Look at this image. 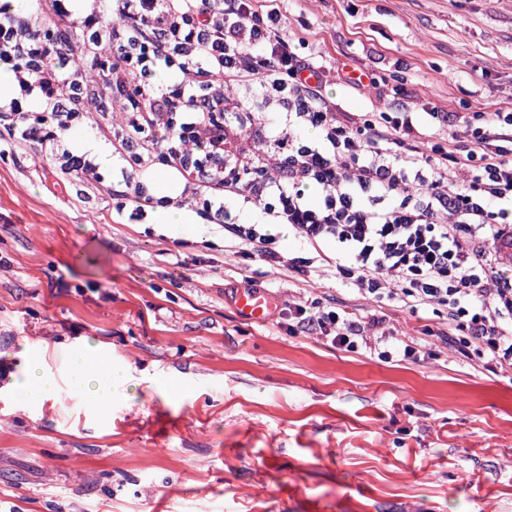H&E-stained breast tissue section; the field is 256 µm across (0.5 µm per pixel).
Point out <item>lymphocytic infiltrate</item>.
<instances>
[{
  "mask_svg": "<svg viewBox=\"0 0 512 512\" xmlns=\"http://www.w3.org/2000/svg\"><path fill=\"white\" fill-rule=\"evenodd\" d=\"M286 24L283 0H0V128L54 160L57 186L107 187L113 223L186 208L237 253L336 273L370 303H289V332L417 362L386 308L444 306L447 344L511 372L512 112L421 117L402 87L386 111H343ZM281 226L302 256L278 249Z\"/></svg>",
  "mask_w": 512,
  "mask_h": 512,
  "instance_id": "f902f5d3",
  "label": "lymphocytic infiltrate"
}]
</instances>
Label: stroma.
<instances>
[{"label":"stroma","mask_w":512,"mask_h":512,"mask_svg":"<svg viewBox=\"0 0 512 512\" xmlns=\"http://www.w3.org/2000/svg\"><path fill=\"white\" fill-rule=\"evenodd\" d=\"M287 17L346 111L385 105L342 70L404 84L417 112L512 110V0H288ZM51 168L0 160V512H512V374L450 351L443 316H392L416 363L288 334V300L368 303L218 230L112 223L106 191L50 193ZM239 288L270 296L267 321L238 315ZM78 349L127 370L104 414L63 383ZM34 356L61 385L33 414Z\"/></svg>","instance_id":"stroma-1"}]
</instances>
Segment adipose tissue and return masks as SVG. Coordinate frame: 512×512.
<instances>
[{
    "label": "adipose tissue",
    "mask_w": 512,
    "mask_h": 512,
    "mask_svg": "<svg viewBox=\"0 0 512 512\" xmlns=\"http://www.w3.org/2000/svg\"><path fill=\"white\" fill-rule=\"evenodd\" d=\"M124 381V372L109 360L92 359L82 352L71 356L68 382L93 410H104L111 403L116 388ZM56 392L57 380L54 374L42 358H35L29 365L27 380L22 387L24 404L30 410H39Z\"/></svg>",
    "instance_id": "obj_1"
}]
</instances>
